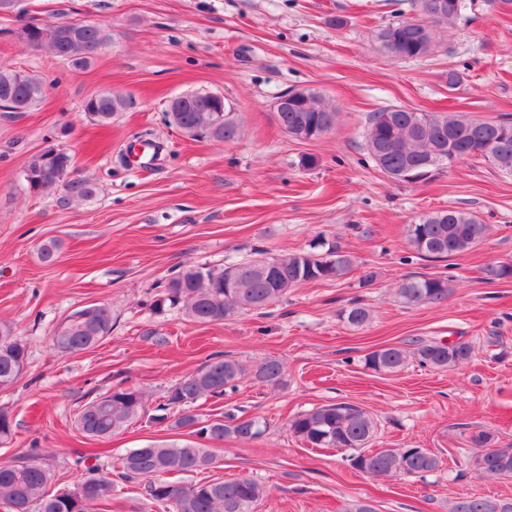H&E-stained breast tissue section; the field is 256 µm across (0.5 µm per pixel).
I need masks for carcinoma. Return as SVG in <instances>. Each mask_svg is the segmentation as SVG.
I'll return each mask as SVG.
<instances>
[{
	"label": "carcinoma",
	"mask_w": 512,
	"mask_h": 512,
	"mask_svg": "<svg viewBox=\"0 0 512 512\" xmlns=\"http://www.w3.org/2000/svg\"><path fill=\"white\" fill-rule=\"evenodd\" d=\"M430 24L401 25L397 20L378 30L376 39L383 52L397 60H416L434 50L435 29L453 23L471 7L470 0H412ZM37 47L46 49L75 67H85L95 53L110 40L108 31L94 24L65 22L29 25ZM43 82L25 72L0 65V109L26 112L44 96ZM126 106L119 94L101 93L84 102V112L100 124L112 122ZM337 112L314 89L300 88L288 99V107L275 113L281 128L298 140H316L330 132ZM166 117L169 124L193 137L230 142L238 135L228 112L218 111L209 92H191L174 98ZM508 136H499L489 122L463 114L415 112L402 107H384L371 113L365 128V148L373 163L395 181L407 182V175L424 178L447 167L448 157H479L505 173H512V120L502 121ZM73 157L60 152L49 159L39 152L32 155L23 170L27 187L40 196H51L65 204L87 200L97 193V185L78 177L68 183L62 176L73 170ZM488 234L487 225L473 213L456 207L419 216L407 228V241L419 256L444 259L479 246ZM354 264L353 256L338 244L323 252H293L279 257H261L246 262L227 263L220 269L189 266L171 277L153 301L158 312L182 308L199 322H217L242 310H262L288 295L292 288L317 281L343 278ZM489 282L512 279V263H491L483 268ZM450 288L444 277L410 276L396 288V296L408 305L440 304L448 299ZM81 319L54 331L53 344L63 353L90 348L112 332V310L96 305L75 311ZM354 328L371 319V311L359 300L339 313ZM473 353L467 342L448 343L437 339H416L411 346L388 345L364 356V366L376 372H398L413 358L422 367L437 370L467 363ZM28 347L15 327L0 322V390L12 387L27 364ZM284 363L265 358L247 366L235 359L216 358L168 388L160 409L168 412L156 418L170 421L171 429H187L205 441L233 437L252 442L262 437L267 423L259 418L227 421L212 419L201 424L195 414L181 411L201 399L221 397L243 379L272 388L283 384ZM145 415L144 392L117 386L87 402L77 416L85 436L103 440L112 437ZM289 430L299 440L317 448L355 451L352 466L377 479L401 475L425 477L438 470L440 458L428 449L371 448L377 427L369 413L350 402L316 406L289 420ZM469 442L478 449L472 458L473 470L482 477L512 479V448L493 446V434L477 429ZM207 448L196 444L150 443L129 450L121 458L117 472L86 466V476L72 488L47 493L53 479L51 471L34 459L0 462V506L6 512H72L83 486L95 496L98 506L112 504L118 482L148 479L146 494L173 512H252L255 503L266 495V487L251 477L214 479L184 483L172 480L176 474L194 473L214 464ZM453 512H512V499L485 496L458 501Z\"/></svg>",
	"instance_id": "obj_1"
}]
</instances>
